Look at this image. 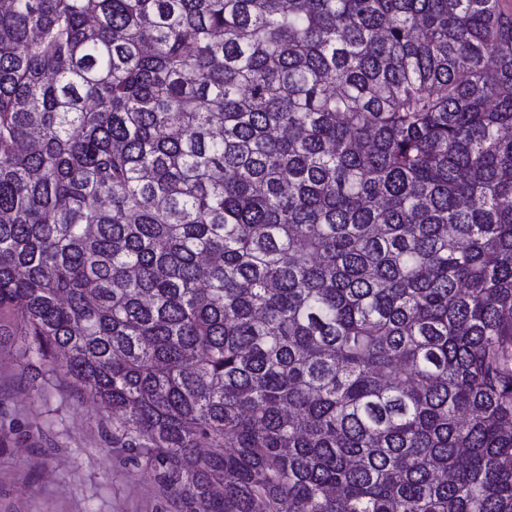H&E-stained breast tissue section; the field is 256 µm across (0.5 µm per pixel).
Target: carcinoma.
Instances as JSON below:
<instances>
[{"label":"carcinoma","mask_w":512,"mask_h":512,"mask_svg":"<svg viewBox=\"0 0 512 512\" xmlns=\"http://www.w3.org/2000/svg\"><path fill=\"white\" fill-rule=\"evenodd\" d=\"M0 336L178 512H512V7L0 0Z\"/></svg>","instance_id":"cac0c4a2"}]
</instances>
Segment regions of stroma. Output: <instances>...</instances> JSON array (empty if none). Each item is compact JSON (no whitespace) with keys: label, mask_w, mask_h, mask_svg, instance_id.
Segmentation results:
<instances>
[{"label":"stroma","mask_w":512,"mask_h":512,"mask_svg":"<svg viewBox=\"0 0 512 512\" xmlns=\"http://www.w3.org/2000/svg\"><path fill=\"white\" fill-rule=\"evenodd\" d=\"M107 416L0 338V512H172L132 451L112 447Z\"/></svg>","instance_id":"stroma-1"}]
</instances>
